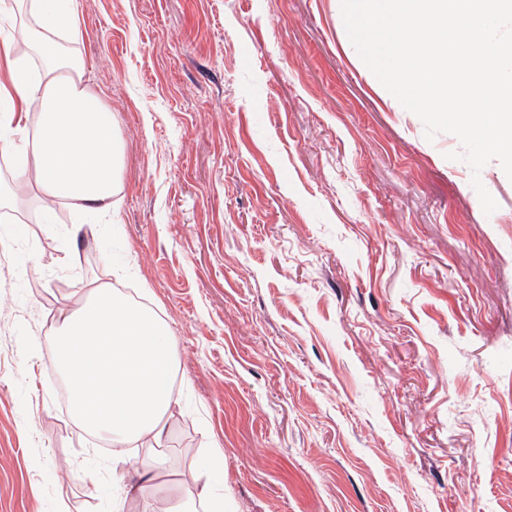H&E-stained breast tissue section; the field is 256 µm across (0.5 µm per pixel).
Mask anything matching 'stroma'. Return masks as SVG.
<instances>
[{"instance_id": "obj_1", "label": "stroma", "mask_w": 512, "mask_h": 512, "mask_svg": "<svg viewBox=\"0 0 512 512\" xmlns=\"http://www.w3.org/2000/svg\"><path fill=\"white\" fill-rule=\"evenodd\" d=\"M58 42L122 144L104 220H0V512H512V179L427 140L339 0H77ZM166 323L170 469L139 495L57 393L89 281ZM198 469L206 476L210 486L207 487L206 495L209 505V512H224V494L220 493L216 486L220 480L212 472L211 463L209 460H201L198 463Z\"/></svg>"}]
</instances>
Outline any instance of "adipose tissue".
Masks as SVG:
<instances>
[{"label": "adipose tissue", "instance_id": "1", "mask_svg": "<svg viewBox=\"0 0 512 512\" xmlns=\"http://www.w3.org/2000/svg\"><path fill=\"white\" fill-rule=\"evenodd\" d=\"M19 2L40 15L42 28L0 25L13 90L9 109L0 113V138L27 137L28 116H37L32 159L14 185L32 179L47 211L64 200L81 215L110 213L121 158L112 117L102 96L83 86L80 62L65 59L52 37L55 30L77 28L76 0ZM20 39L41 61L37 75H30L26 57L13 52ZM14 185L0 186L1 210ZM54 346L76 420L116 447L117 457H124L125 446H147L137 469L143 482L152 481L167 465L161 437L175 401L167 325L144 304L94 281L77 307L62 313Z\"/></svg>", "mask_w": 512, "mask_h": 512}]
</instances>
